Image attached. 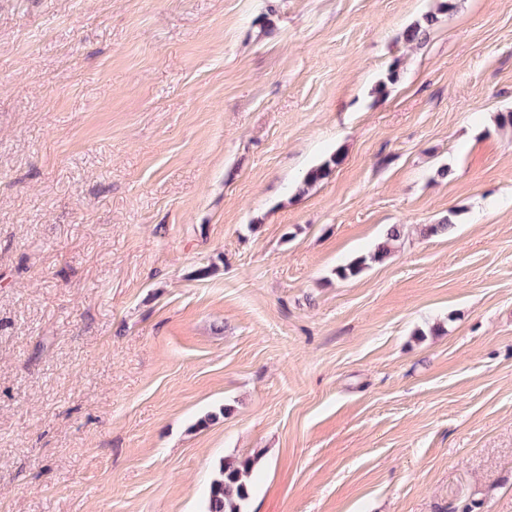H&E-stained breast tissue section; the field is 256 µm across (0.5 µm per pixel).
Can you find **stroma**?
I'll return each instance as SVG.
<instances>
[{"label":"stroma","mask_w":512,"mask_h":512,"mask_svg":"<svg viewBox=\"0 0 512 512\" xmlns=\"http://www.w3.org/2000/svg\"><path fill=\"white\" fill-rule=\"evenodd\" d=\"M438 4L0 0V512H512V0ZM437 7V12H429L425 16L422 17L420 21H417L407 27L403 34L402 38L407 43H416L420 44L427 38L429 34V30L432 26L438 21V13L441 12H451L455 8L454 0H441ZM403 228L399 224L390 225L385 234L383 242L379 243L375 250L367 255L355 257L347 264L336 271V275L341 279H352L358 277L368 268L369 263H380L385 260L389 254V244L401 239ZM253 463L251 459L227 460L220 466L209 487L206 512H245Z\"/></svg>","instance_id":"35a3bbf8"}]
</instances>
